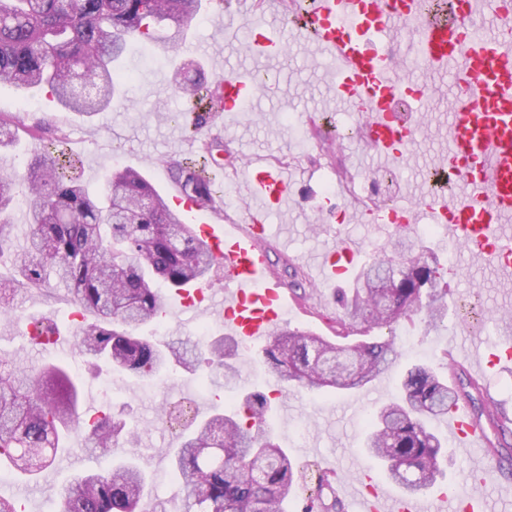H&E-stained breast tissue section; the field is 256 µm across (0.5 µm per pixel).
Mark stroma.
I'll use <instances>...</instances> for the list:
<instances>
[{
  "mask_svg": "<svg viewBox=\"0 0 512 512\" xmlns=\"http://www.w3.org/2000/svg\"><path fill=\"white\" fill-rule=\"evenodd\" d=\"M252 23L249 14L227 16L221 0H203L187 32L188 51L201 60L208 80H215L229 68L240 75L260 69L279 75L280 82L272 89L253 87L244 111L209 113L192 139L181 126L172 123L170 113L185 111L187 102L174 90L170 57L159 44L165 33L160 30L156 41L139 43L134 61L138 75L126 84L125 97L115 102L112 111L93 121L60 109L43 91L24 94L1 84L0 113L17 120L18 145L0 151V163L9 173L22 172L25 163L42 154L46 143L64 135L82 161V176L90 188L102 187L113 167H131L167 197L179 189L169 172L168 160L189 156L204 142H221L223 167L227 170L237 168L245 156L285 158L289 201L287 206L270 209L267 215L270 235L266 247L271 267L291 300L288 328L332 339L344 319L336 303L339 284L327 282L321 295H314L309 262L354 241L359 245L354 262L359 265L390 249L392 238L379 235L371 224L361 222L360 206L324 192L322 184L339 172L360 180L373 171L391 170L401 174L394 206L424 198L427 174L448 158V114L456 75L428 71L410 51V37L403 27L385 36V44L396 49L408 79L427 85L430 92L418 115L413 143L402 157L386 158L366 145L363 138H342L326 123V116L342 119L351 115L352 108L336 96L339 76L335 67L304 33L296 26L281 25L278 36L287 45L288 55L260 58L243 48L252 37ZM287 113L301 114V132L285 124L283 116ZM423 227V222L413 223L405 234L421 238L440 266L446 267L448 315L435 326L419 315L414 321L400 323L395 334L384 329L367 333L370 342L390 339L399 346L409 340L420 348L419 354L403 355L381 375L376 390L360 388L339 393L328 389L313 394L292 387L284 392L277 379L255 362L252 349L242 343L237 346L240 384L279 401L272 418L274 433L300 473L289 512H302L306 497L328 465H335L343 483L349 486L358 485L368 475L380 477L377 462L362 450L366 417L376 406L398 395L401 377L410 365L435 366L442 363L445 352H454L465 378L479 385L472 400L460 401V408L472 416L479 406L495 401L512 415V372L480 366L455 348L456 340L471 338L490 350L500 333L512 335V322L499 318L500 311H512V275H503L486 261L463 251L456 264H449L448 236L425 234ZM73 308L62 286L18 289L12 316L0 320V355L17 360L24 368L49 361V354L31 345L22 331L29 321L44 316L68 327ZM60 358L82 385V406L109 415L125 414L134 427L138 435L134 453L150 476L145 506L150 512H181L177 476L163 451L178 447L182 430L161 424L162 409L165 403L187 399L192 403L191 418L199 420L222 411L225 402L234 399V391L216 398L208 387L200 386L197 378L179 368L148 381L126 373L98 374L90 370L73 345L66 347ZM429 426L448 443L447 476L439 483V490H451L462 499L487 492L489 485L472 482L471 469L478 451L459 445L447 419L430 420ZM107 463L99 451L87 449L77 462L50 466L37 480L12 476L4 494L26 500L29 512H46L47 507L58 506L60 494L73 475Z\"/></svg>",
  "mask_w": 512,
  "mask_h": 512,
  "instance_id": "stroma-1",
  "label": "stroma"
}]
</instances>
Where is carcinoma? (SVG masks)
I'll return each instance as SVG.
<instances>
[{
  "label": "carcinoma",
  "mask_w": 512,
  "mask_h": 512,
  "mask_svg": "<svg viewBox=\"0 0 512 512\" xmlns=\"http://www.w3.org/2000/svg\"><path fill=\"white\" fill-rule=\"evenodd\" d=\"M200 0H0V84L27 92L46 89L64 108L91 119L112 106L129 74L116 70L138 37L151 38L164 25L166 43L179 53ZM175 90L196 108L214 104L212 83L174 78ZM215 145L169 163L172 174L200 207L223 196L212 168ZM77 163L66 136L32 159L26 185L25 219L30 230L14 253V282L0 280V314H9L14 284L43 288L64 285L77 310L93 315L80 323L78 345L93 364L146 381L180 367L194 375L209 367L203 383L235 379L228 363L235 346L219 339L205 352L175 342H153L138 334L163 321L165 296L157 283L177 292L203 283L213 267L206 244L193 225L174 218L167 201L141 172L119 168L104 190L91 191L72 175ZM15 181L0 178V253L12 246L11 205ZM443 273L419 242L398 238L389 252L371 258L354 278L341 303L349 327L361 332L393 328L425 313L435 325L445 316ZM29 340L51 346L56 326L36 325ZM259 361L279 381L309 391L363 388L387 371L401 351L392 342L332 343L310 332L281 329L258 352ZM463 398V384L448 381L433 367L413 364L398 397L371 415L364 450L380 462L385 476L408 493L426 491L443 476L445 449L427 419L448 415ZM81 384L59 361L23 369L0 356V449L12 466L35 476L55 461L58 449L82 428L86 443L112 462L76 475L66 488L60 512H138L148 491V473L132 454L134 430L105 416L80 419ZM271 399L249 392L222 413L199 421L181 435L172 458L179 476L183 512H287L297 470L269 423ZM495 406L483 407L504 432ZM305 512H344L332 482L319 476Z\"/></svg>",
  "instance_id": "carcinoma-1"
}]
</instances>
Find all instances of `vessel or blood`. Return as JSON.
Wrapping results in <instances>:
<instances>
[{
	"mask_svg": "<svg viewBox=\"0 0 512 512\" xmlns=\"http://www.w3.org/2000/svg\"><path fill=\"white\" fill-rule=\"evenodd\" d=\"M461 18L458 26L429 16L418 0H313L312 37L341 73L338 94L365 114L370 146L385 156H400L415 137L416 125L394 111L399 96L422 99V91L399 74L397 67L379 61L369 46L372 35L392 31L406 23L419 32L415 53L436 72L456 70L460 94L449 114L451 146L448 166L460 182L470 186L465 199L432 197L423 214L429 222L447 225L451 236L464 242L470 255L488 258L496 268L512 269V234L503 225L512 219V33L481 34L469 24L472 16L497 12L498 0H453ZM248 96L246 83L231 75L219 77L216 98L221 111H238ZM246 171L264 210L288 198V180L280 168L263 160ZM183 221L197 224L216 265L225 270L223 294L201 286L181 290L184 315L204 311L223 322L241 341L257 345L286 324L288 301L272 275L263 246L265 224L261 215L229 229L212 222L184 194L171 197ZM370 222L382 230L405 227L413 216L407 209L371 210ZM354 249L327 256L323 271L328 278L343 276ZM452 427L463 444L476 448L486 442L484 427L461 416ZM336 492L358 504L359 512H474V504L450 493L426 501L391 496L379 485Z\"/></svg>",
	"mask_w": 512,
	"mask_h": 512,
	"instance_id": "1",
	"label": "vessel or blood"
}]
</instances>
